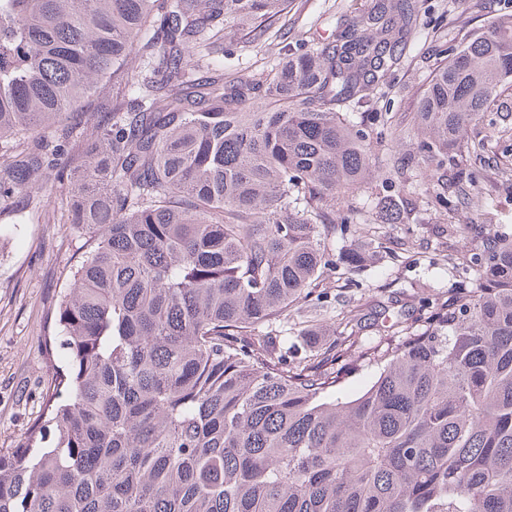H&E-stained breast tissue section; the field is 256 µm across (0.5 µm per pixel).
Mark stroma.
<instances>
[{
  "label": "stroma",
  "mask_w": 512,
  "mask_h": 512,
  "mask_svg": "<svg viewBox=\"0 0 512 512\" xmlns=\"http://www.w3.org/2000/svg\"><path fill=\"white\" fill-rule=\"evenodd\" d=\"M371 0H292L289 42L304 40L318 48L334 40L340 18L357 14ZM512 15V0H420L417 26L406 54L383 91L363 104L366 112H388L395 124H405L417 111L430 76L459 50ZM263 54L238 22L224 31L225 66L251 74ZM469 139H489L482 159L468 158L475 181L458 191V170L429 165L421 175L428 184L444 182L453 205L452 221L466 225L464 234L437 238L439 216L420 212L416 224H386L379 233H356L337 240V247L362 252L363 271L344 275L334 270L323 282L314 305L320 335L297 337V344L325 347L337 339L341 316L360 323L357 340L387 341V318L418 314L428 301L446 295L464 280L474 262L480 235L512 234V85L505 86L493 105L469 129ZM59 185L40 173L32 186L0 202V449L17 447L42 415L51 393L61 351H48L46 340L58 327L55 313L73 273L90 245L60 220Z\"/></svg>",
  "instance_id": "1"
}]
</instances>
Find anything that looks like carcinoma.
<instances>
[{"instance_id": "1", "label": "carcinoma", "mask_w": 512, "mask_h": 512, "mask_svg": "<svg viewBox=\"0 0 512 512\" xmlns=\"http://www.w3.org/2000/svg\"><path fill=\"white\" fill-rule=\"evenodd\" d=\"M416 12L373 0L331 44L197 77L184 53H211L231 18L288 25V0H0V198L55 169L93 244L57 311L64 401L0 451V512H512V238L481 236L477 287L396 322L385 348L253 337L326 270L364 266L336 251L327 197L371 194L374 224L416 221L414 195L446 213V192L403 196L393 175L486 150L465 133L512 82V16L432 76L391 126L414 150L373 182L368 128L392 116L350 106L382 91ZM134 53L160 66L134 78ZM107 85L87 136L83 101Z\"/></svg>"}]
</instances>
